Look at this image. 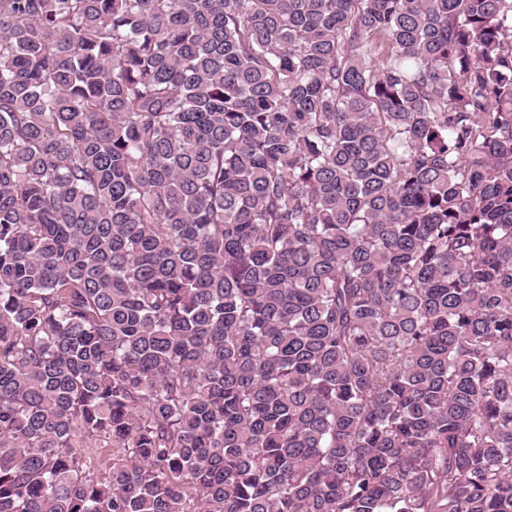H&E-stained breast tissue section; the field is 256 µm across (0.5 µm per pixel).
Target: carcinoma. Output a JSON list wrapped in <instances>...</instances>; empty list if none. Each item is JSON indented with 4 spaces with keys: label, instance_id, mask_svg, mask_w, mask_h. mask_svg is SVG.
<instances>
[{
    "label": "carcinoma",
    "instance_id": "carcinoma-1",
    "mask_svg": "<svg viewBox=\"0 0 512 512\" xmlns=\"http://www.w3.org/2000/svg\"><path fill=\"white\" fill-rule=\"evenodd\" d=\"M0 512H512V0H0Z\"/></svg>",
    "mask_w": 512,
    "mask_h": 512
}]
</instances>
